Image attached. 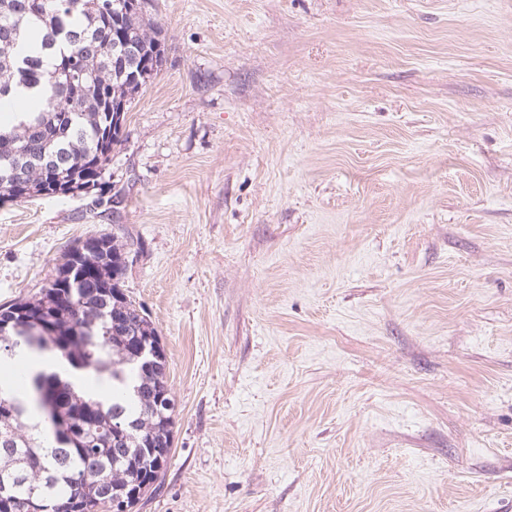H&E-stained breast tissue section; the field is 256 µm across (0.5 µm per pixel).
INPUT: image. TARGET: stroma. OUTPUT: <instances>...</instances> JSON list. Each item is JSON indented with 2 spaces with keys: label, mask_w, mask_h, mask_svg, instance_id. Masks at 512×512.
Returning a JSON list of instances; mask_svg holds the SVG:
<instances>
[{
  "label": "stroma",
  "mask_w": 512,
  "mask_h": 512,
  "mask_svg": "<svg viewBox=\"0 0 512 512\" xmlns=\"http://www.w3.org/2000/svg\"><path fill=\"white\" fill-rule=\"evenodd\" d=\"M103 180L0 203V305L108 233L172 458L135 512H512V0H151Z\"/></svg>",
  "instance_id": "1"
}]
</instances>
